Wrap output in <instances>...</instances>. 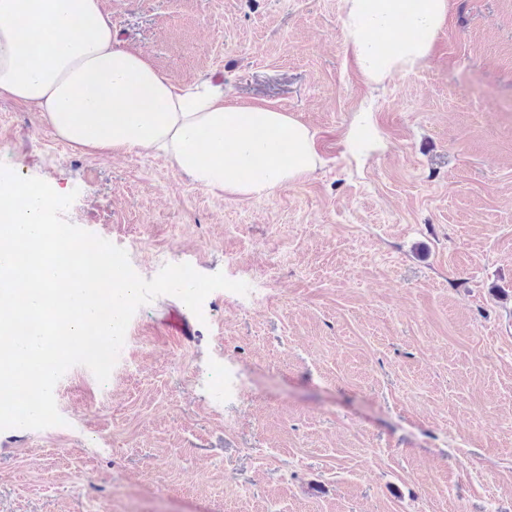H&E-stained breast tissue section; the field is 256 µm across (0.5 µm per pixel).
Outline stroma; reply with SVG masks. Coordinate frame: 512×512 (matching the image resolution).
<instances>
[{
    "instance_id": "stroma-1",
    "label": "stroma",
    "mask_w": 512,
    "mask_h": 512,
    "mask_svg": "<svg viewBox=\"0 0 512 512\" xmlns=\"http://www.w3.org/2000/svg\"><path fill=\"white\" fill-rule=\"evenodd\" d=\"M99 2L173 83L294 114L321 162L224 196L0 99V164L76 192L68 221L250 286L204 321L140 307L111 399L71 367L55 400L83 442L0 431V512H512V0H448L429 57L379 84L343 0ZM218 359L244 382L224 403Z\"/></svg>"
}]
</instances>
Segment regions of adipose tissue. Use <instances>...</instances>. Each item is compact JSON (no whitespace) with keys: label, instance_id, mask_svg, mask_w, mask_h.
<instances>
[{"label":"adipose tissue","instance_id":"1","mask_svg":"<svg viewBox=\"0 0 512 512\" xmlns=\"http://www.w3.org/2000/svg\"><path fill=\"white\" fill-rule=\"evenodd\" d=\"M447 15L448 0H344L346 52L382 82L430 55ZM0 98L41 112L73 147L161 150L231 197L269 195L318 163L314 132L287 111L229 99L218 78L174 84L121 47L99 0H0Z\"/></svg>","mask_w":512,"mask_h":512}]
</instances>
